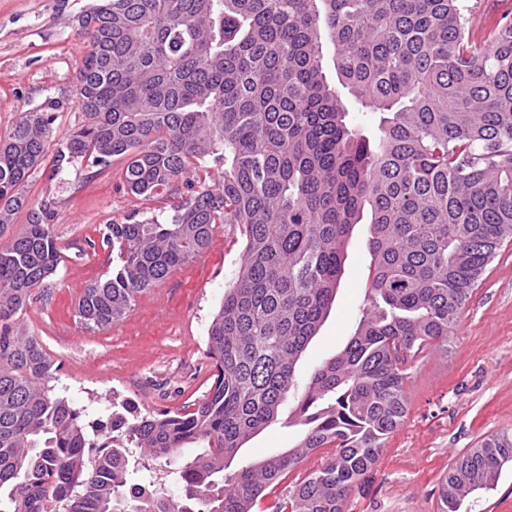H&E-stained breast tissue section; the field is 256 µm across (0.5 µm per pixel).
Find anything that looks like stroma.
I'll list each match as a JSON object with an SVG mask.
<instances>
[{
    "instance_id": "stroma-1",
    "label": "stroma",
    "mask_w": 512,
    "mask_h": 512,
    "mask_svg": "<svg viewBox=\"0 0 512 512\" xmlns=\"http://www.w3.org/2000/svg\"><path fill=\"white\" fill-rule=\"evenodd\" d=\"M92 0H0V137L26 112L51 110L44 164L25 194L32 205L48 203L62 261L46 297L24 316L54 359L56 389L75 406L107 414L111 404H130L141 414L174 411L199 401L213 383L208 328L224 290L241 262L244 238L232 224L217 225L208 249L172 270L140 295L122 321L89 331L75 317L84 288L112 266L102 246L106 225L149 216L166 221L170 201L146 202L129 193L125 162L105 169L81 161L55 167L58 145L83 120L74 95L85 48L77 18ZM474 37L512 19V0H463ZM367 225H357L347 247L336 298L318 335L296 365L307 382L321 362L339 354L354 333L364 304L370 256ZM408 413L376 464L348 499L345 512H437L439 485L451 463L483 439L512 431V241L504 243L476 283L447 351L429 349L408 364ZM301 427L278 420L259 432L233 468L280 454L299 440ZM328 449H318L271 485L260 512L318 468ZM466 512H512V466L495 490L466 499Z\"/></svg>"
}]
</instances>
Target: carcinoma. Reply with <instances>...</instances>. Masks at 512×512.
<instances>
[{
  "instance_id": "1",
  "label": "carcinoma",
  "mask_w": 512,
  "mask_h": 512,
  "mask_svg": "<svg viewBox=\"0 0 512 512\" xmlns=\"http://www.w3.org/2000/svg\"><path fill=\"white\" fill-rule=\"evenodd\" d=\"M87 50L75 85L83 123L56 152L127 190L175 199L164 223L109 224L112 270L80 296L88 330L200 257L218 224L245 239L208 328L217 375L193 410L111 414L117 433L58 393L54 361L26 333L27 306L60 263L46 206L23 188L45 161L51 113L0 139V512H255L268 486L332 448L272 512H344L408 412L406 364L446 347L496 250L512 237V20L474 40L462 0H95L78 16ZM334 49L336 80L323 45ZM381 115L370 137L348 104ZM210 159L220 178L202 177ZM370 215L366 303L293 412L297 444L227 475L278 420L295 368L335 300L356 225ZM149 459L181 487L129 493ZM512 431L459 456L438 512L496 487Z\"/></svg>"
}]
</instances>
